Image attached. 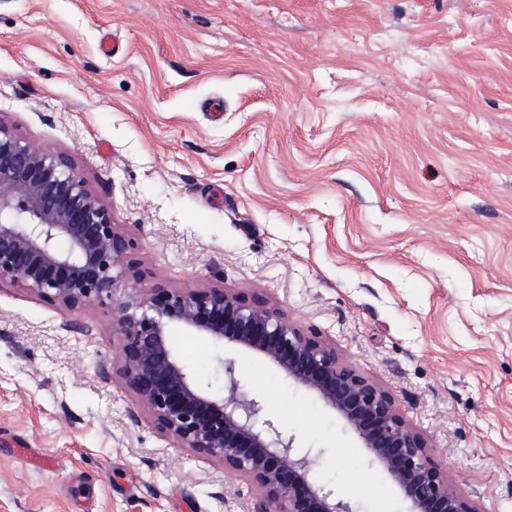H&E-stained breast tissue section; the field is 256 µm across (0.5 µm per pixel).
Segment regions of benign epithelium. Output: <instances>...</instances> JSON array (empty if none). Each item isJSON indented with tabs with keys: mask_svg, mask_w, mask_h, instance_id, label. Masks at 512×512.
<instances>
[{
	"mask_svg": "<svg viewBox=\"0 0 512 512\" xmlns=\"http://www.w3.org/2000/svg\"><path fill=\"white\" fill-rule=\"evenodd\" d=\"M130 247L111 211L63 154L33 147L0 123V288H20L65 307L111 302L122 343L112 375L176 448L214 459L256 489L252 512H356L319 485L317 456L267 417L232 359L224 393L207 390L171 345L182 329L275 363L334 410L397 486L408 512H482L435 464L428 439L391 395L332 344L306 336L264 295L246 301L217 286L160 284L118 297Z\"/></svg>",
	"mask_w": 512,
	"mask_h": 512,
	"instance_id": "obj_1",
	"label": "benign epithelium"
}]
</instances>
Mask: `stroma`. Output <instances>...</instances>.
Here are the masks:
<instances>
[{
    "mask_svg": "<svg viewBox=\"0 0 512 512\" xmlns=\"http://www.w3.org/2000/svg\"><path fill=\"white\" fill-rule=\"evenodd\" d=\"M0 123L67 155L128 290L264 294L394 398L482 512H512V0H0ZM113 308L0 289V512H250L112 375ZM234 359L319 484L406 512L341 418Z\"/></svg>",
    "mask_w": 512,
    "mask_h": 512,
    "instance_id": "stroma-1",
    "label": "stroma"
}]
</instances>
